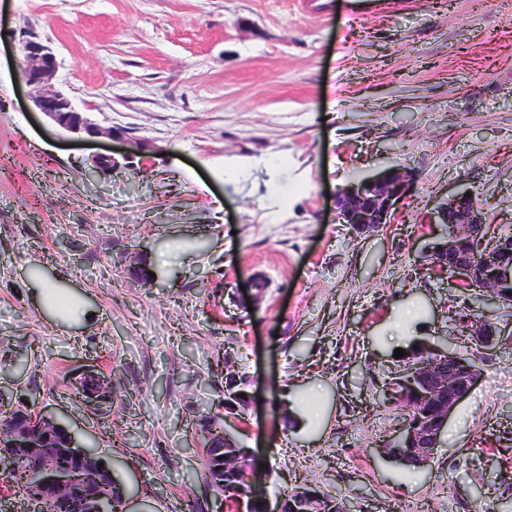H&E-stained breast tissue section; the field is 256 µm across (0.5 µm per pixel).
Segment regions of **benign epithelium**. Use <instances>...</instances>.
Listing matches in <instances>:
<instances>
[{
	"label": "benign epithelium",
	"mask_w": 512,
	"mask_h": 512,
	"mask_svg": "<svg viewBox=\"0 0 512 512\" xmlns=\"http://www.w3.org/2000/svg\"><path fill=\"white\" fill-rule=\"evenodd\" d=\"M17 62L29 88V98L36 111L48 117L57 127L78 141L100 138L123 139L122 132L105 128L86 111L76 108L70 98L52 88L57 59L53 48L35 36L24 35L16 46ZM416 182L415 171L408 166H391L374 175L352 181L336 191L334 208L341 224L356 233L370 235L383 224L391 223L398 205L411 197ZM432 222L452 225V233L443 237L431 254V267L459 276V284L485 293L498 306L512 305V263L502 256L512 254V236L501 239L495 249L487 250L482 261H475L470 249L477 238V227L486 223L483 209L463 190L452 194L437 206ZM463 335L477 349L495 348L505 331L493 322L463 320ZM481 379V371L471 358L456 351L448 352V369L440 373L428 367L421 381L434 395L442 399L437 419H417L406 425L397 439L398 446L407 448L428 460L441 446L442 435L453 410L469 396ZM61 430L51 416L35 412L16 415L11 427L0 428V472L18 467L22 455L35 449V442L49 440ZM76 478L70 472L54 467L44 469L43 477L26 485L25 497L31 512H56L55 505L71 497Z\"/></svg>",
	"instance_id": "1"
}]
</instances>
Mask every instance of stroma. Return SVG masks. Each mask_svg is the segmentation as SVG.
Segmentation results:
<instances>
[{"label":"stroma","instance_id":"1","mask_svg":"<svg viewBox=\"0 0 512 512\" xmlns=\"http://www.w3.org/2000/svg\"><path fill=\"white\" fill-rule=\"evenodd\" d=\"M23 32L51 43L52 87L124 142L31 111ZM108 153L119 167L92 174ZM388 165L415 170L413 196L357 236L333 195ZM464 188L512 232V0L320 18L295 0H0V402L96 444L127 512H180L213 499L200 420L224 412L229 358L266 512L297 486L352 512H512V343L470 347L466 294L428 267L444 235L428 216ZM422 342L479 356L482 378L408 470L383 386ZM89 370L110 407L76 397Z\"/></svg>","mask_w":512,"mask_h":512}]
</instances>
